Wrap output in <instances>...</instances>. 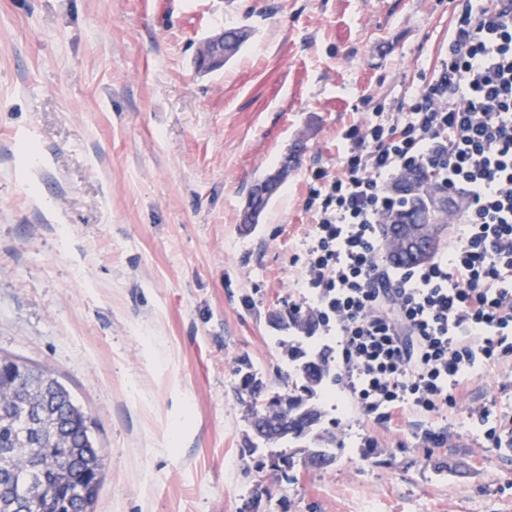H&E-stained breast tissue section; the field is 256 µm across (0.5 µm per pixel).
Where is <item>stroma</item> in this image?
<instances>
[{"mask_svg": "<svg viewBox=\"0 0 512 512\" xmlns=\"http://www.w3.org/2000/svg\"><path fill=\"white\" fill-rule=\"evenodd\" d=\"M465 3L0 0V354L50 368L89 416L94 512H512V459L484 437L512 415V362L400 432L333 385L335 464L266 470L247 505L237 371L277 391L290 369L269 316L302 302L316 176L341 172L351 125L428 86ZM223 27L251 37L198 73Z\"/></svg>", "mask_w": 512, "mask_h": 512, "instance_id": "35a3bbf8", "label": "stroma"}]
</instances>
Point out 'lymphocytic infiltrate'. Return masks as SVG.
<instances>
[{"label":"lymphocytic infiltrate","mask_w":512,"mask_h":512,"mask_svg":"<svg viewBox=\"0 0 512 512\" xmlns=\"http://www.w3.org/2000/svg\"><path fill=\"white\" fill-rule=\"evenodd\" d=\"M345 138L343 174L312 198L298 285L339 338V380L356 408L385 423L435 413L475 365L512 360V0L465 5L427 90ZM419 166L466 207L448 254L398 271L378 228L407 205L392 180Z\"/></svg>","instance_id":"1"}]
</instances>
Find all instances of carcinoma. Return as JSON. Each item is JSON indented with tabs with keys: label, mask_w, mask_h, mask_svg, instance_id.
Masks as SVG:
<instances>
[{
	"label": "carcinoma",
	"mask_w": 512,
	"mask_h": 512,
	"mask_svg": "<svg viewBox=\"0 0 512 512\" xmlns=\"http://www.w3.org/2000/svg\"><path fill=\"white\" fill-rule=\"evenodd\" d=\"M251 33L235 35L231 30L226 37L233 38L225 53L224 62L232 60L249 40ZM276 192L267 196L249 193L244 209L263 213ZM319 327L317 314L300 305L286 312L282 328L292 335L278 341L288 358L295 362L293 370L283 377L284 393L269 395L256 383L253 374L237 370L240 375L239 391L248 396L249 414L261 413L264 423L255 428L266 442L283 441L301 448L291 452L284 448L272 455L271 466L288 474L295 467L311 469L322 460L329 464L336 458V433L325 426V412L321 395L336 383L332 348L317 345L314 333ZM4 374L0 375V404L11 407V419L0 420V484L5 475L17 476L14 491L29 496L38 503L35 512H68L74 493L81 487L88 489L85 512H92L98 496L99 484L93 483L94 471L103 466L96 455L85 457V423L88 416L78 404L67 409L53 397L43 395L39 406L50 418L42 429L29 423L27 405L21 396L24 384L36 378L56 380L45 367L31 365L18 358L0 355Z\"/></svg>",
	"instance_id": "cac0c4a2"
}]
</instances>
